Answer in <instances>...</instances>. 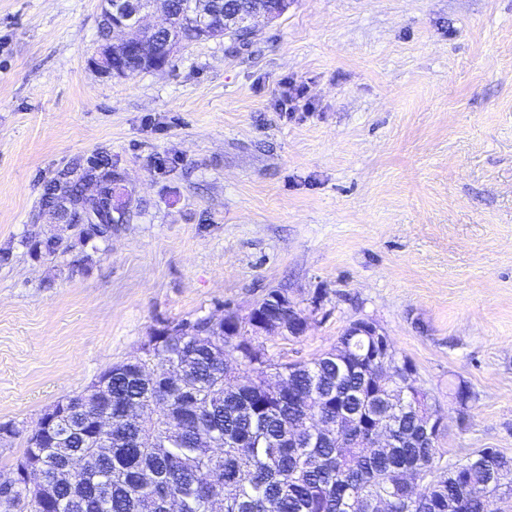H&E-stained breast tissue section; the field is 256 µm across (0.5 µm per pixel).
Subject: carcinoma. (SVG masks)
I'll list each match as a JSON object with an SVG mask.
<instances>
[{
    "instance_id": "obj_1",
    "label": "carcinoma",
    "mask_w": 512,
    "mask_h": 512,
    "mask_svg": "<svg viewBox=\"0 0 512 512\" xmlns=\"http://www.w3.org/2000/svg\"><path fill=\"white\" fill-rule=\"evenodd\" d=\"M173 16L172 29L153 39L175 44L193 42L196 0H166ZM253 0H213L219 12L213 18L210 38L226 36L224 11L245 12ZM99 168L73 159L44 185L42 206L54 199L57 184L68 185L71 205L58 213L67 224L81 225L87 238H106L112 225L131 220L132 198L115 205L120 174L112 159L98 158ZM99 185L97 213L100 223L87 224L84 182ZM166 344L138 358L153 373L171 363L183 366L182 387L162 392L164 405L147 404L153 396L142 379L125 368L112 366L110 402L102 403L87 392L70 398L74 411L61 418L54 434L42 441L27 438L26 446L12 465L43 464V475L53 500L44 510L36 495L19 488L0 495V512H166L175 499L181 512H210L209 496L219 487L227 491L223 512H373L371 503L385 497L392 512H448V504L461 503L457 512H498L488 483L499 470L512 472V459L502 454L486 458L483 449L474 459L456 466L440 465L439 442L420 447L421 434L410 410L386 414L381 426L394 429L392 448L366 447V427L355 420L361 396L369 393L373 366L363 351L365 337L353 336L348 361L336 363L329 351L308 362L274 363L249 328L236 331L239 342L227 344L214 338L209 318L170 326ZM242 351V385L224 391V352ZM198 410L188 413L190 400ZM111 409L112 448L97 456L91 471L77 482L63 478L66 460L91 454L99 446L98 435L87 421ZM316 409L337 423L341 445L319 439L300 448L288 446V431H303ZM224 442L220 454L203 452L205 439ZM419 480L423 498L410 504L403 486L408 477Z\"/></svg>"
}]
</instances>
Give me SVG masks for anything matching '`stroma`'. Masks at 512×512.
Masks as SVG:
<instances>
[{"label": "stroma", "instance_id": "obj_1", "mask_svg": "<svg viewBox=\"0 0 512 512\" xmlns=\"http://www.w3.org/2000/svg\"><path fill=\"white\" fill-rule=\"evenodd\" d=\"M100 13L0 0V475L154 328L246 315L271 288L308 320L265 339L271 358L373 321L446 418L443 463L512 457V0H290L128 77L91 63ZM288 81L308 111L281 110ZM102 155L135 209L88 241L41 197ZM48 238L56 254L29 249Z\"/></svg>", "mask_w": 512, "mask_h": 512}]
</instances>
